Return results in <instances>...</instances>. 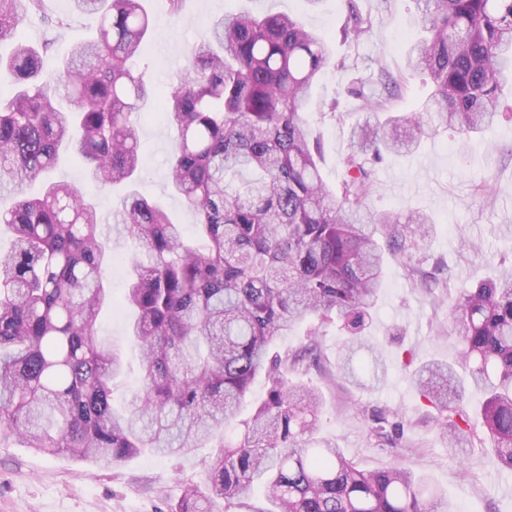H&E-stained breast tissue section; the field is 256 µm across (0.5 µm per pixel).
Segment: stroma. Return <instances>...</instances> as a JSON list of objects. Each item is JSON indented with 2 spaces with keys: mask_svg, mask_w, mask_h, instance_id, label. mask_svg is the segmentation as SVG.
Returning a JSON list of instances; mask_svg holds the SVG:
<instances>
[{
  "mask_svg": "<svg viewBox=\"0 0 512 512\" xmlns=\"http://www.w3.org/2000/svg\"><path fill=\"white\" fill-rule=\"evenodd\" d=\"M361 13L371 15L368 39L346 43L340 30L346 12L341 0H322L309 8L305 0H183L179 15H171L165 0H145L153 28L143 46L139 67L157 92H165L184 71L189 50L206 39L213 19L228 13L268 11L292 15L322 35L338 68L325 72L312 87L307 120L322 145V171L331 187L342 178L341 161L350 146V128L361 116L350 86L379 91L378 73H399L409 36L418 17L416 0H356ZM52 13L69 16L67 39L45 58L53 70L70 39L93 33V17L73 13L71 0H49ZM336 112H329L331 101ZM153 102L140 124V155L144 179L138 188L159 201L173 222L192 229L195 217L173 192L166 171L175 128ZM454 131L441 132L413 155H385L374 171V189L366 200L372 212L400 215L420 211L434 226L421 252L423 268L434 264L451 269L448 290L476 286L491 275L512 270V119L499 118L495 128L472 139L460 153ZM496 185L493 204H484L476 188ZM447 305L413 281L404 261L387 259L382 294L372 313L367 340L381 352L387 374L371 388L351 385L334 374L344 339L339 325L322 331L320 342L326 372H309L305 380L321 389L324 410L319 434L343 448L347 457L373 470L399 457L410 460L416 475L435 485L458 512H512V474L502 470L488 442L470 436L462 447H449L432 429L434 408L420 400L402 367L431 360L456 363V341L445 333ZM399 411L411 427L396 450L375 447L365 412ZM215 448L196 449L186 456L144 454L119 464L88 463L65 455L49 456L21 441L0 445V512H165L186 481L204 483L205 463Z\"/></svg>",
  "mask_w": 512,
  "mask_h": 512,
  "instance_id": "stroma-1",
  "label": "stroma"
}]
</instances>
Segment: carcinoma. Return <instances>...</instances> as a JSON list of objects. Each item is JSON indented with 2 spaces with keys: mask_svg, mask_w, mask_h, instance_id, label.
<instances>
[{
  "mask_svg": "<svg viewBox=\"0 0 512 512\" xmlns=\"http://www.w3.org/2000/svg\"><path fill=\"white\" fill-rule=\"evenodd\" d=\"M71 2L97 19L95 32L45 74L43 55L69 19L46 14L45 0H0V44H10L0 52V82L12 86L0 97V194H15L0 208L13 237L0 249V444L18 439L50 456L121 463L218 441L207 491L185 484L168 512H232L258 485L267 512H454L440 508L442 495L406 461L367 471L316 437L322 396L288 375L320 364L318 336L338 321L348 351L338 374L366 386L352 357L381 295L386 253L408 261L423 287H447L410 264L428 215L403 220L363 206L371 164L384 152H415L442 127L464 148L500 117L503 87L512 84V0H418L423 35L410 41L404 71L428 73L433 92L392 115L402 77L380 69L378 99L349 90L364 116L351 128L337 191L325 182L305 117L316 77L332 67L320 35L284 13L214 19L162 101L177 130L169 178L195 215L190 240L138 190V117L150 88L133 61L152 17L142 0ZM344 2L343 38L369 36L371 17ZM31 13L48 26L39 46L16 36ZM63 149L85 160L94 183L126 189L112 234L146 258L132 263L122 300L133 313L128 335L142 386L120 411L112 383L124 361L96 327L112 303V239L88 193L50 178ZM37 179L38 195L16 196ZM307 318L308 348L275 351ZM448 333L485 394L479 418L492 450L512 473V274L461 291L448 307ZM369 354V381L378 383L386 365ZM259 377L266 398L240 432L227 433ZM413 380L437 409L433 424L448 445L474 433L452 367L431 361ZM369 421L377 447H399L396 412L373 409Z\"/></svg>",
  "mask_w": 512,
  "mask_h": 512,
  "instance_id": "obj_1",
  "label": "carcinoma"
}]
</instances>
